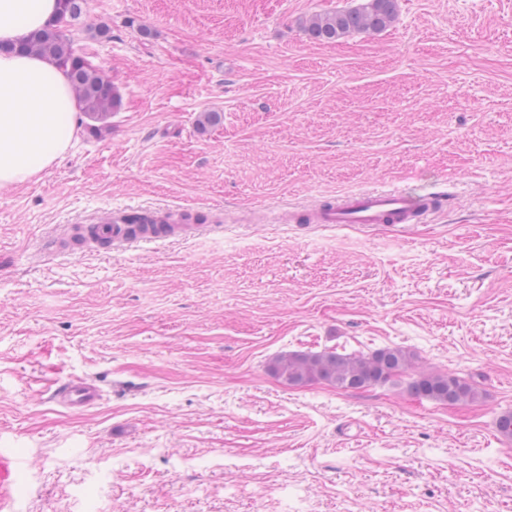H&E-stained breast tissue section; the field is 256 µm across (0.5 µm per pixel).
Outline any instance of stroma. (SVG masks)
<instances>
[{
    "instance_id": "obj_1",
    "label": "stroma",
    "mask_w": 512,
    "mask_h": 512,
    "mask_svg": "<svg viewBox=\"0 0 512 512\" xmlns=\"http://www.w3.org/2000/svg\"><path fill=\"white\" fill-rule=\"evenodd\" d=\"M359 2L88 0L71 36L121 107L0 190V453L26 461L5 512H512V0H398L384 31L303 34ZM437 182L453 202L408 236L248 220ZM128 209L202 228L45 248ZM385 347L479 399L269 370ZM77 378L103 391L80 413L52 398Z\"/></svg>"
}]
</instances>
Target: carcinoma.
<instances>
[{
	"mask_svg": "<svg viewBox=\"0 0 512 512\" xmlns=\"http://www.w3.org/2000/svg\"><path fill=\"white\" fill-rule=\"evenodd\" d=\"M57 21L33 35L21 49L46 56L64 68L81 112L90 120L87 128H106L107 119L121 99L112 80L79 53L67 34V27L81 18L87 0H58ZM398 0H365L354 8L312 15L301 29L312 40L333 42L350 33H376L389 27L397 17ZM411 356L400 348L386 347L367 355L341 354L335 350L288 352L276 357L270 372L292 387L324 382L344 390H360L395 381L406 374ZM408 391L419 398L445 404L474 400L475 386L453 375L422 372L409 377Z\"/></svg>",
	"mask_w": 512,
	"mask_h": 512,
	"instance_id": "cac0c4a2",
	"label": "carcinoma"
}]
</instances>
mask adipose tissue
Segmentation results:
<instances>
[{
	"mask_svg": "<svg viewBox=\"0 0 512 512\" xmlns=\"http://www.w3.org/2000/svg\"><path fill=\"white\" fill-rule=\"evenodd\" d=\"M57 0H0V43L57 17ZM78 104L64 70L34 54L0 53V188L34 180L70 148Z\"/></svg>",
	"mask_w": 512,
	"mask_h": 512,
	"instance_id": "obj_1",
	"label": "adipose tissue"
}]
</instances>
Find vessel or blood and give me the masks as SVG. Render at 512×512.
<instances>
[{
  "mask_svg": "<svg viewBox=\"0 0 512 512\" xmlns=\"http://www.w3.org/2000/svg\"><path fill=\"white\" fill-rule=\"evenodd\" d=\"M441 200V195L436 193L414 194L403 188L361 191L305 205L299 208L298 218L311 225L355 224L366 229L391 228L409 234L420 225L431 223ZM125 218V213L116 212L111 223L89 225L85 233L70 238V250H78L88 239L113 249L134 243ZM53 394L62 407L81 412L97 404L100 389L87 380L71 379L58 384ZM16 476V460L0 455V506L8 499Z\"/></svg>",
  "mask_w": 512,
  "mask_h": 512,
  "instance_id": "b4317fda",
  "label": "vessel or blood"
}]
</instances>
